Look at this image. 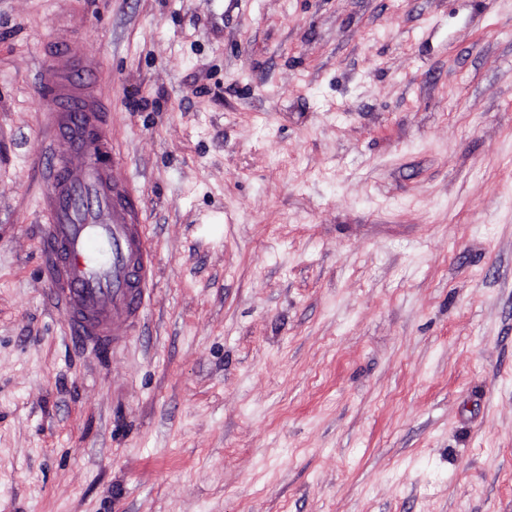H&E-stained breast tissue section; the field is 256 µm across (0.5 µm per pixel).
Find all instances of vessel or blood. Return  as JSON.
<instances>
[{
	"mask_svg": "<svg viewBox=\"0 0 512 512\" xmlns=\"http://www.w3.org/2000/svg\"><path fill=\"white\" fill-rule=\"evenodd\" d=\"M50 54L73 58L70 69L42 65L37 89L56 101L43 115L39 150L43 187L38 201L47 222L41 238L44 274L65 312L69 336L83 345L117 343L137 328L156 277L137 199L113 179L106 106L96 92L98 64L76 55L58 35ZM84 155L81 167L68 156Z\"/></svg>",
	"mask_w": 512,
	"mask_h": 512,
	"instance_id": "1",
	"label": "vessel or blood"
}]
</instances>
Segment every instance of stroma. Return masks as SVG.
I'll use <instances>...</instances> for the list:
<instances>
[{
	"mask_svg": "<svg viewBox=\"0 0 512 512\" xmlns=\"http://www.w3.org/2000/svg\"><path fill=\"white\" fill-rule=\"evenodd\" d=\"M62 29L159 269L108 353L41 272ZM0 512H512V0H0Z\"/></svg>",
	"mask_w": 512,
	"mask_h": 512,
	"instance_id": "stroma-1",
	"label": "stroma"
}]
</instances>
